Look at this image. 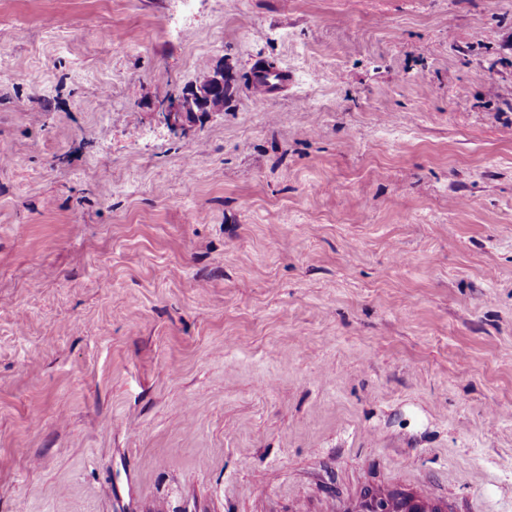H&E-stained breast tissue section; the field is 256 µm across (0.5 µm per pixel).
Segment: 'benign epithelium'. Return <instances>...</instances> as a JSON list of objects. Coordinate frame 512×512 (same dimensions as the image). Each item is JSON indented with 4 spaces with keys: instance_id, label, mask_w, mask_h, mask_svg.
Here are the masks:
<instances>
[{
    "instance_id": "obj_1",
    "label": "benign epithelium",
    "mask_w": 512,
    "mask_h": 512,
    "mask_svg": "<svg viewBox=\"0 0 512 512\" xmlns=\"http://www.w3.org/2000/svg\"><path fill=\"white\" fill-rule=\"evenodd\" d=\"M229 86L223 69H211L185 87L165 108V120L173 130L183 129L200 112H218L224 108ZM353 512H447L443 507L407 496L401 500L391 493H368Z\"/></svg>"
}]
</instances>
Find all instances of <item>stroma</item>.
Segmentation results:
<instances>
[{"instance_id": "obj_1", "label": "stroma", "mask_w": 512, "mask_h": 512, "mask_svg": "<svg viewBox=\"0 0 512 512\" xmlns=\"http://www.w3.org/2000/svg\"><path fill=\"white\" fill-rule=\"evenodd\" d=\"M393 490L512 512V0H0V512ZM252 82L260 91L288 83V73L268 64H259L252 71ZM229 86L223 69H211L185 87L165 108V120L173 130L184 129L198 112H219Z\"/></svg>"}]
</instances>
